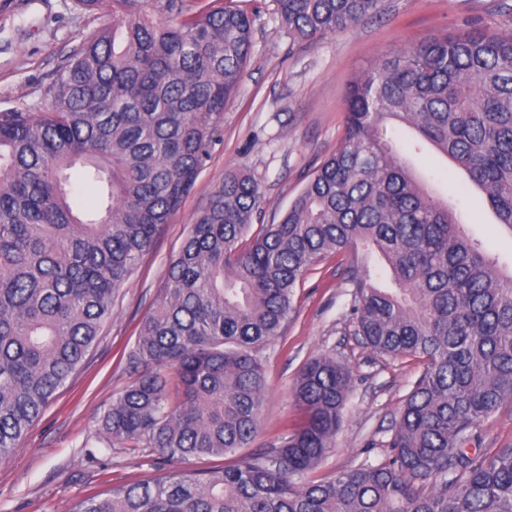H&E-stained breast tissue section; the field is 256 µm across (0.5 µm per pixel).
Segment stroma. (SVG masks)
<instances>
[{"label": "stroma", "instance_id": "obj_1", "mask_svg": "<svg viewBox=\"0 0 512 512\" xmlns=\"http://www.w3.org/2000/svg\"><path fill=\"white\" fill-rule=\"evenodd\" d=\"M240 5L254 20L253 50L224 108L222 137L195 190L161 225L120 289L111 318L82 364L18 449L0 461V512H70L76 502L118 485L147 482L170 470H220L278 447L301 419L293 397L298 373L326 355L351 370L352 384L342 426L311 479L333 478L381 459L386 450L391 425L422 366L373 353L362 343L349 317L347 263L336 256L305 275L279 337L258 352L266 390L261 426L247 447L170 462L154 449L112 445L99 434L113 398L139 377L129 355L164 288L169 262L226 172L248 173L258 183L255 224L278 223L309 174L335 152L345 127V99L358 75L381 56L436 34L512 27V0H386L380 16L314 42H297L282 28L273 0ZM111 16L110 7L89 14L75 0H0V110L44 106L63 56ZM418 169L458 199L466 233L511 264L512 232L497 224L483 195L467 190L453 165L434 152L420 157Z\"/></svg>", "mask_w": 512, "mask_h": 512}]
</instances>
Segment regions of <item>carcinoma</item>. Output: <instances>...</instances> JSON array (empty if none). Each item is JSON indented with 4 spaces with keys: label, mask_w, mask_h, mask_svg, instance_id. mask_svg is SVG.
Listing matches in <instances>:
<instances>
[{
    "label": "carcinoma",
    "mask_w": 512,
    "mask_h": 512,
    "mask_svg": "<svg viewBox=\"0 0 512 512\" xmlns=\"http://www.w3.org/2000/svg\"><path fill=\"white\" fill-rule=\"evenodd\" d=\"M45 91L47 105L0 111V460L28 434L112 316L115 293L195 188L224 106L253 49L234 0H109ZM297 40L337 33L383 0H276ZM406 125L486 196L512 229V30L463 29L382 56L349 89L336 151L277 224L253 228L247 173L210 192L130 363L150 371L113 398L110 442L169 460L229 454L259 431V347L279 336L304 275L330 254L367 251L382 288L354 259L350 315L371 351L423 370L374 463L294 481L333 447L352 374L306 364L294 397L303 424L280 447L222 471H169L115 486L69 512H512V447L469 448L512 403V272L461 231L410 161L380 136ZM107 204L71 203V174Z\"/></svg>",
    "instance_id": "obj_1"
}]
</instances>
